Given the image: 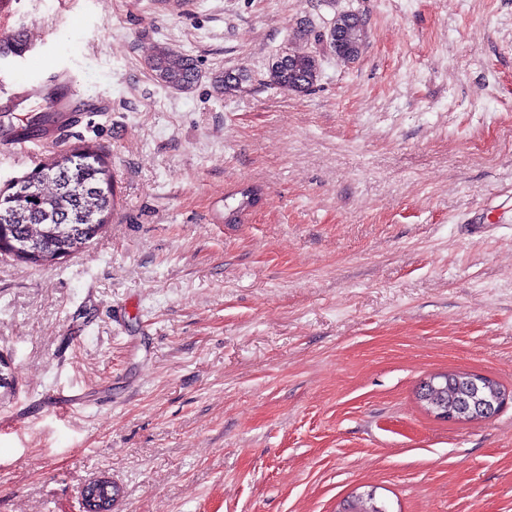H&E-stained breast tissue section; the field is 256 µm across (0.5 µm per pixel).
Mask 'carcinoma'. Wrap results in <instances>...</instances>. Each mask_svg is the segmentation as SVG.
Wrapping results in <instances>:
<instances>
[{
    "mask_svg": "<svg viewBox=\"0 0 512 512\" xmlns=\"http://www.w3.org/2000/svg\"><path fill=\"white\" fill-rule=\"evenodd\" d=\"M329 27L341 36L336 57L354 60L366 41V21L355 12H340ZM306 30L297 31V45L279 56L269 69L271 86L304 92L318 80L320 60L313 51L299 45ZM148 68L166 86L184 89L197 74L189 56L168 46L156 47L147 60ZM244 69L226 72L216 81L222 95L236 92L247 81ZM114 209L111 174L98 149L90 144L64 151L51 164L27 174V179L0 193V237L6 244L0 252L23 262L46 265L56 257L79 253L107 223ZM470 374L448 371L431 376L418 388V399L428 410L455 407L472 393ZM338 512H388L367 490L347 497Z\"/></svg>",
    "mask_w": 512,
    "mask_h": 512,
    "instance_id": "1",
    "label": "carcinoma"
}]
</instances>
